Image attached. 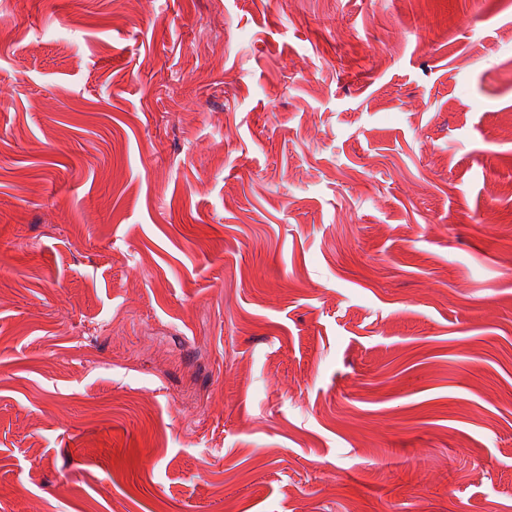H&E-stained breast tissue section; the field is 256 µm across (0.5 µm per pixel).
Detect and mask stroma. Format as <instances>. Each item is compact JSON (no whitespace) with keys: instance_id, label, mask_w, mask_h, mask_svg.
<instances>
[{"instance_id":"35a3bbf8","label":"stroma","mask_w":512,"mask_h":512,"mask_svg":"<svg viewBox=\"0 0 512 512\" xmlns=\"http://www.w3.org/2000/svg\"><path fill=\"white\" fill-rule=\"evenodd\" d=\"M0 512H512V0H0Z\"/></svg>"}]
</instances>
